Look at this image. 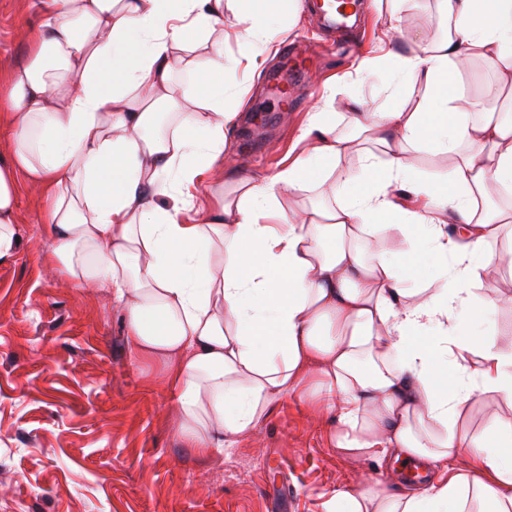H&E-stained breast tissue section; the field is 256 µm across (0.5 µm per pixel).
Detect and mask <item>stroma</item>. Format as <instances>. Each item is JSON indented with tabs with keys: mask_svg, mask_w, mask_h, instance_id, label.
Listing matches in <instances>:
<instances>
[{
	"mask_svg": "<svg viewBox=\"0 0 512 512\" xmlns=\"http://www.w3.org/2000/svg\"><path fill=\"white\" fill-rule=\"evenodd\" d=\"M300 19L273 17L277 37L263 69L248 74L251 44L235 0L224 5L225 111L241 121L227 130L238 165L249 174L274 173L292 149L307 115L325 96H354L366 111L383 112L397 98L420 96L390 74L353 76L338 88L332 77L351 73L360 56L388 42L382 11L358 16L350 30L326 26L309 0ZM36 21L35 0H0V79L26 59ZM311 55L306 75L314 93L289 112L277 109L269 86L281 68V48ZM497 76L473 63L459 87L480 111L505 114L512 99L489 100L482 90ZM265 106L270 121L257 133L252 115ZM42 189L22 184L19 243L0 262V512H323L336 490L409 486L402 461L384 465L346 457L333 447L325 422L301 395L275 403L266 420L228 451L197 454L180 447L170 421L165 368L129 353L120 311L106 292L65 284L46 267Z\"/></svg>",
	"mask_w": 512,
	"mask_h": 512,
	"instance_id": "35a3bbf8",
	"label": "stroma"
}]
</instances>
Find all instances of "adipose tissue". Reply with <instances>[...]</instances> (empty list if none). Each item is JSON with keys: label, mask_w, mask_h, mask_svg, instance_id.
<instances>
[{"label": "adipose tissue", "mask_w": 512, "mask_h": 512, "mask_svg": "<svg viewBox=\"0 0 512 512\" xmlns=\"http://www.w3.org/2000/svg\"><path fill=\"white\" fill-rule=\"evenodd\" d=\"M243 36L275 40L267 18L282 0H241ZM447 35L417 31L411 49L362 59L423 86L413 107L365 111L349 98V132L335 96L309 113L303 149L269 177L226 156L223 46L214 34L224 0H38L26 62L0 83V261L17 249L18 178L48 196L47 260L85 288L110 291L135 360L166 359L175 436L201 455L234 448L282 397L298 393L328 417L343 452L376 463L433 465L422 488L339 489L325 512H512V348L474 321L512 307V289L482 293L512 267V120L457 89L480 61L499 75L486 98L512 87V0H437ZM208 58H189L194 43ZM189 70V111L171 79ZM453 159L421 177L412 152ZM232 191L195 221L194 194ZM318 190L331 208L285 212V196ZM385 240L366 248L374 224ZM435 261L419 285L416 260ZM488 398L507 417L475 429L467 406ZM467 454V472L455 460Z\"/></svg>", "instance_id": "adipose-tissue-1"}]
</instances>
